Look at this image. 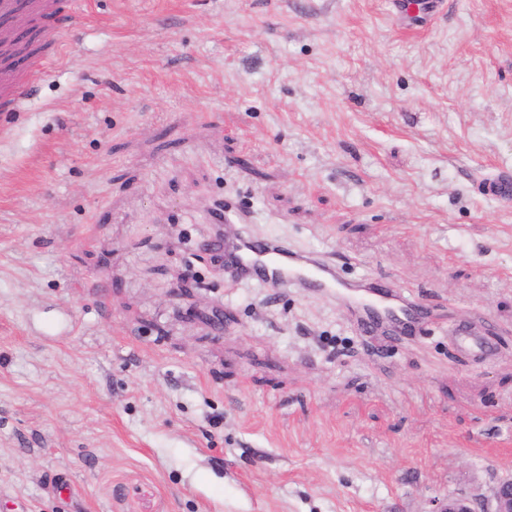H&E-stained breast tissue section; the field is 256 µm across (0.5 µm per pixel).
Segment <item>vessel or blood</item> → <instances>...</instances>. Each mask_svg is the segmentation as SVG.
Instances as JSON below:
<instances>
[{
  "instance_id": "b4317fda",
  "label": "vessel or blood",
  "mask_w": 512,
  "mask_h": 512,
  "mask_svg": "<svg viewBox=\"0 0 512 512\" xmlns=\"http://www.w3.org/2000/svg\"><path fill=\"white\" fill-rule=\"evenodd\" d=\"M242 221L239 212L225 208L222 224L211 234L212 244L224 255L226 281L255 280L269 288L292 287L338 298L363 332L393 338L432 319L429 308L403 298L388 284L343 283L323 257L300 255L287 243L250 235Z\"/></svg>"
}]
</instances>
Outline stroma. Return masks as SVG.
I'll return each mask as SVG.
<instances>
[{"label":"stroma","mask_w":512,"mask_h":512,"mask_svg":"<svg viewBox=\"0 0 512 512\" xmlns=\"http://www.w3.org/2000/svg\"><path fill=\"white\" fill-rule=\"evenodd\" d=\"M0 102V512H432L512 477V0H62ZM393 283L229 284L213 211ZM206 283L185 319L170 290ZM491 325L488 352L462 319Z\"/></svg>","instance_id":"obj_1"}]
</instances>
